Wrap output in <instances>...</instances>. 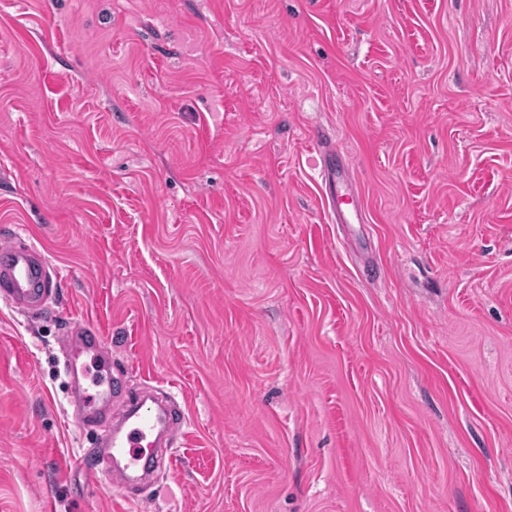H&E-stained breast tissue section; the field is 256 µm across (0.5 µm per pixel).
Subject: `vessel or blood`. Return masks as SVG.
<instances>
[{"instance_id":"vessel-or-blood-1","label":"vessel or blood","mask_w":512,"mask_h":512,"mask_svg":"<svg viewBox=\"0 0 512 512\" xmlns=\"http://www.w3.org/2000/svg\"><path fill=\"white\" fill-rule=\"evenodd\" d=\"M324 198L337 223L362 222L357 203L339 193L336 175L330 171L325 174ZM58 281L55 268L35 245L17 235L0 241V299L13 308L47 312ZM106 346V336L87 323L71 326L62 339L64 370L73 384L72 422L81 430L97 422L100 410L111 406L112 397L123 382L121 373L108 371L97 380V399H89L84 392L82 380L88 375L87 363L97 360ZM181 420L182 409L176 403L151 401L141 395L127 398L104 440L96 443L89 455L75 458L74 464L83 471L88 459H95L123 493H131L169 464L167 452L174 444Z\"/></svg>"}]
</instances>
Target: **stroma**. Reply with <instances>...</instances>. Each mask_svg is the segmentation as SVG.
Here are the masks:
<instances>
[{
	"instance_id": "obj_1",
	"label": "stroma",
	"mask_w": 512,
	"mask_h": 512,
	"mask_svg": "<svg viewBox=\"0 0 512 512\" xmlns=\"http://www.w3.org/2000/svg\"><path fill=\"white\" fill-rule=\"evenodd\" d=\"M366 221L331 223L312 130ZM0 512H512V0H0ZM186 407L73 461L69 324ZM58 281L57 271L35 245L17 235L1 241V300L17 310L45 313ZM182 421L181 406L174 402L150 400L142 395L128 397L116 415L115 423L102 442L74 459L77 469L86 472L87 453L113 479L128 499L147 477L170 465L168 450Z\"/></svg>"
}]
</instances>
